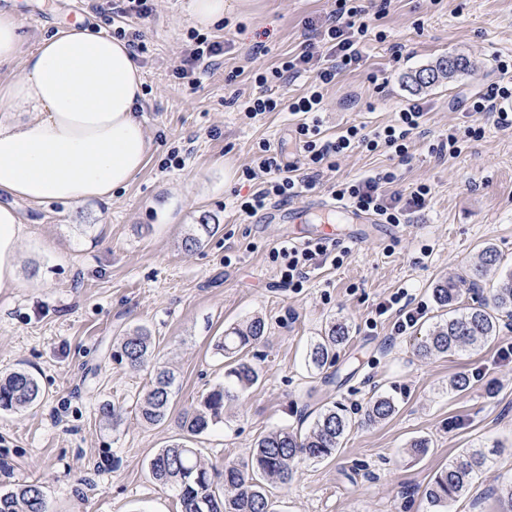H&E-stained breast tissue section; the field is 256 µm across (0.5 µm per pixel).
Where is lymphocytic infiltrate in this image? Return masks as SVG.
<instances>
[{
    "mask_svg": "<svg viewBox=\"0 0 512 512\" xmlns=\"http://www.w3.org/2000/svg\"><path fill=\"white\" fill-rule=\"evenodd\" d=\"M110 10L121 24L114 30L118 39L124 40L133 56L147 50L138 23L149 19L153 13L151 0H111ZM362 6L351 0H336L335 10L323 25V36L319 43L306 44L302 51L281 61L272 70L256 74L255 84L259 91L246 102L245 110L250 117L268 112L289 111L300 118L295 128L300 152L298 162H285L280 150L268 142H260L254 154L253 165L245 169L247 179H256L264 173L265 181H257L255 190L238 199L236 207L240 215L252 217L270 204L287 203L315 189L324 170L334 169L338 157L355 151L388 153L398 162L411 157L413 137L425 122V111L421 104L413 103L396 112L393 119L374 129L352 124L342 128L336 136L328 137L320 129L319 114L323 109L324 91L334 85L344 73L359 66L363 59L361 45L367 36L383 40V33H371ZM192 48L179 69L181 77L189 78L207 72L217 58L224 54V44L199 32H191ZM501 74L498 82L467 98L468 111L487 113L495 125L512 129V58L497 62ZM312 73L308 90L291 100L267 94L269 83L293 81L303 73ZM396 180L391 169L370 171L357 178L341 180L330 188L332 196L346 202L360 212L377 215L383 223L401 224L407 212L423 209L431 198L428 184L416 185L408 195L391 191ZM347 250L332 253L328 242L317 241L303 245L283 242L271 251L273 259L280 262L281 281L291 288L302 287L312 270L329 262L342 264ZM425 308L416 303L406 289H398L389 299L375 308L376 315L394 313L393 329L404 334L412 329L423 316Z\"/></svg>",
    "mask_w": 512,
    "mask_h": 512,
    "instance_id": "obj_1",
    "label": "lymphocytic infiltrate"
}]
</instances>
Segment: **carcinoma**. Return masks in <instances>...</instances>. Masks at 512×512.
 <instances>
[{
  "label": "carcinoma",
  "mask_w": 512,
  "mask_h": 512,
  "mask_svg": "<svg viewBox=\"0 0 512 512\" xmlns=\"http://www.w3.org/2000/svg\"><path fill=\"white\" fill-rule=\"evenodd\" d=\"M471 63L463 55L440 57L433 64L408 76L415 90L427 89L470 70ZM219 225L194 224L181 248L193 252L200 248ZM500 264V256L492 246L484 247L469 273L453 280H439L432 288L436 303L450 308L462 298L464 291L477 292L481 278ZM467 289H462V286ZM512 318V270L502 276L489 296L473 299L462 312H453L448 320L437 323L422 337L416 352L427 357L438 353L470 348L478 349L494 341L500 331L502 316ZM266 324L255 317L243 325L232 327L221 337L218 351L229 360L224 382L208 391L193 409L182 414L179 427L184 438L158 450L149 461L154 480L170 487L175 494L179 512H271L265 486L287 485L293 481L298 465L304 461H321L333 456L341 447L350 427L343 409L336 405L323 408L311 429L304 435L288 426L272 430L255 443L250 464L240 468L226 465L219 470L209 463L199 449L190 446L200 436L224 422V408L255 386L259 370L246 359L245 350L265 339ZM349 339V329L332 323L324 336L310 344L307 365L322 371L333 363L336 347ZM153 353V338L143 328H136L120 340L115 357L131 368L144 366ZM177 376L164 365L154 367L148 387L138 405L139 417L148 425L164 423L170 414L171 399ZM40 399L37 379L25 371H16L0 378V410L28 408ZM396 411L394 399L386 395L374 397L366 409L365 419L379 423ZM487 461L480 450L468 452L438 472L426 490V496L437 512H447L448 501L469 489L474 474ZM0 512H48L42 486L20 484L0 493Z\"/></svg>",
  "instance_id": "carcinoma-1"
}]
</instances>
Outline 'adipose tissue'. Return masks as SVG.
<instances>
[{"label":"adipose tissue","mask_w":512,"mask_h":512,"mask_svg":"<svg viewBox=\"0 0 512 512\" xmlns=\"http://www.w3.org/2000/svg\"><path fill=\"white\" fill-rule=\"evenodd\" d=\"M0 194L34 205L111 198L140 173L151 140L137 110L144 76L125 41L69 26L22 48L20 21L0 11ZM24 226L0 205V290L19 283Z\"/></svg>","instance_id":"1"}]
</instances>
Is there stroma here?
<instances>
[{
	"label": "stroma",
	"mask_w": 512,
	"mask_h": 512,
	"mask_svg": "<svg viewBox=\"0 0 512 512\" xmlns=\"http://www.w3.org/2000/svg\"><path fill=\"white\" fill-rule=\"evenodd\" d=\"M187 0H155L140 31L147 51L138 63L145 94L140 113L152 141L149 160L111 199L34 206L16 201L25 227L19 245L21 285L0 293V375L24 369L41 388L32 409L0 411V492L36 481L49 512H175L170 489L156 483L151 456L181 435L178 418L223 382L224 357L215 343L225 330L262 317L263 342L249 357L261 371L257 385L227 404L224 422L193 439L217 464L247 463L257 438L279 427L308 429L322 406H340L351 422L336 456L300 465L294 480L271 488L274 512H434L426 488L440 469L469 448L488 461L469 491L448 512H500L499 489L512 480V361L498 357L512 345V321L496 342L477 350L420 357L415 345L441 320L432 288L463 273L482 246L502 258L482 286L512 269V130L481 116L485 134L455 157L429 152L449 127L470 123L466 96L497 82L496 61L512 55V0H392L378 22L385 41H370L363 61L324 93L325 134L361 122L375 127L396 110L422 102L423 132L413 158L398 168L392 191L429 184L432 199L393 233L350 245L342 266L319 267L303 287H285L268 253L289 227L242 218L238 196L253 184L242 171L261 139L296 161L295 122L288 113L249 118L244 100L250 76L300 53L334 0H226L223 25L209 36L224 42V57L191 86L177 75L190 47ZM22 22L24 49L73 22L104 31L111 13L94 0H0V11ZM400 53H393V46ZM466 56L469 73L424 91L408 73L443 56ZM378 74L371 82L370 74ZM184 165L162 169L171 150ZM388 156L356 152L337 159L308 201L330 199L331 182L390 167ZM218 230L203 247L184 252L190 225ZM408 289L426 310L406 333L375 307ZM349 329L336 362L307 371L311 339L330 321ZM143 327L159 360L177 375L166 423H143L137 402L150 379L112 357L116 341ZM470 379L464 391L449 381ZM394 398L387 421H364L371 398ZM119 408V426L101 419L103 404ZM429 442L409 456L411 441Z\"/></svg>",
	"instance_id": "35a3bbf8"
}]
</instances>
